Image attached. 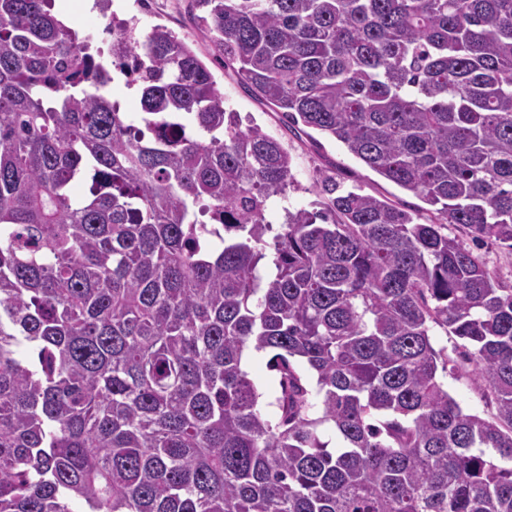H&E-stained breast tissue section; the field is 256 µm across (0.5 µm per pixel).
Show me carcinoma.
<instances>
[{"instance_id":"obj_1","label":"carcinoma","mask_w":512,"mask_h":512,"mask_svg":"<svg viewBox=\"0 0 512 512\" xmlns=\"http://www.w3.org/2000/svg\"><path fill=\"white\" fill-rule=\"evenodd\" d=\"M192 4L248 91L437 221L333 186L267 241L291 157L172 30L112 23L132 117L52 0H0V512H512V288L444 233L512 248V0ZM110 94L112 100H117L121 103V109L124 112H140V96L134 89H127L123 81L120 79L115 80L110 86ZM432 335L434 347L436 349L443 348L448 359L451 360L448 367L450 368L452 364L458 367L453 373L448 372L446 376H443L445 388L466 411L484 418L492 417L495 413V406L488 402L482 387H478L475 382L471 372L472 364L463 362L461 357L465 351L463 345L466 343L456 336L447 335L439 327L432 330ZM270 356L266 352H257L250 348L249 357L245 353L243 362L245 364L248 358L244 369L262 395L259 399L261 411L268 417L273 418L276 408L270 403L274 401L275 396L276 372L270 367Z\"/></svg>"}]
</instances>
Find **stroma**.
<instances>
[{"instance_id":"stroma-1","label":"stroma","mask_w":512,"mask_h":512,"mask_svg":"<svg viewBox=\"0 0 512 512\" xmlns=\"http://www.w3.org/2000/svg\"><path fill=\"white\" fill-rule=\"evenodd\" d=\"M55 12L80 36L89 38L93 47L109 50L112 45V20L133 18L140 34L153 26L164 25L186 42L212 73L224 95L225 106L236 112L242 126L257 125L279 140L292 158L294 183L285 197L275 199L266 219L280 225L284 210L316 209L327 200L325 184H337L343 190H355L388 200L397 207L414 213L419 222L433 220L431 206L418 195L384 179L353 157L343 144L302 125L289 126L281 113L273 111L246 91L233 68L224 66L213 45L196 26L191 0H112L108 11L90 8L85 0H55ZM448 235L458 238L474 256L483 261L493 277L505 287H512V250L474 237L462 225H449ZM435 348L444 350L455 370L443 378L448 392L468 412L484 418L492 417L495 407L485 398L472 375V366L462 359L464 342L434 328ZM265 352L250 351L245 369L261 395L259 405L267 416H274L276 373Z\"/></svg>"}]
</instances>
